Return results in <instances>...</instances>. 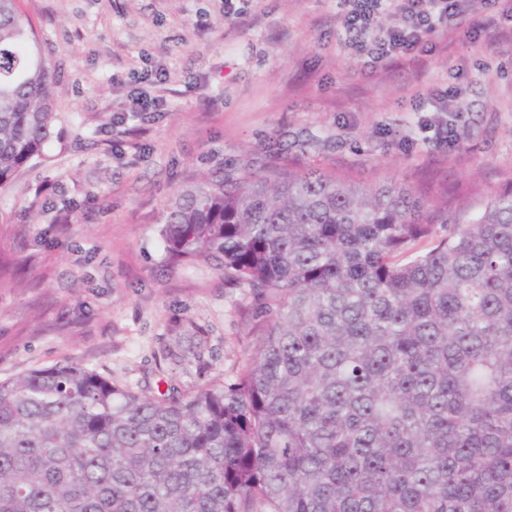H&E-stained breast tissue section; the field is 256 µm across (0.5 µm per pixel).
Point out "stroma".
<instances>
[{
    "instance_id": "35a3bbf8",
    "label": "stroma",
    "mask_w": 512,
    "mask_h": 512,
    "mask_svg": "<svg viewBox=\"0 0 512 512\" xmlns=\"http://www.w3.org/2000/svg\"><path fill=\"white\" fill-rule=\"evenodd\" d=\"M19 4L60 86L45 159L0 191V252L20 261L0 283V378L73 361L145 394L232 381L260 341L249 300L214 268L170 265L156 219L269 138L320 139L310 159L363 186L512 178V0L482 8L479 38L467 14L373 70L337 0H235L231 16L224 0ZM446 88V111H428ZM197 336L199 358L163 359Z\"/></svg>"
}]
</instances>
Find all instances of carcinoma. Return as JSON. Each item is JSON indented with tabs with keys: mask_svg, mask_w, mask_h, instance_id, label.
<instances>
[{
	"mask_svg": "<svg viewBox=\"0 0 512 512\" xmlns=\"http://www.w3.org/2000/svg\"><path fill=\"white\" fill-rule=\"evenodd\" d=\"M57 88L0 0V190ZM472 195L304 163L178 190L167 259L246 289L255 355L157 396L70 361L0 379V512H512V178Z\"/></svg>",
	"mask_w": 512,
	"mask_h": 512,
	"instance_id": "1",
	"label": "carcinoma"
}]
</instances>
